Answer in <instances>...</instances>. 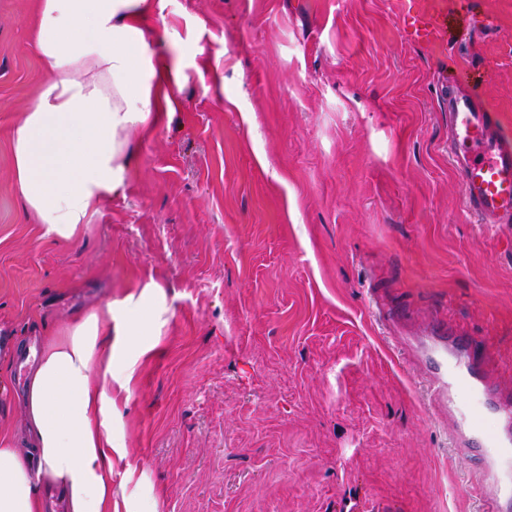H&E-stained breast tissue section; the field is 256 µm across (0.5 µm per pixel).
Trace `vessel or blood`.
I'll list each match as a JSON object with an SVG mask.
<instances>
[{"label":"vessel or blood","mask_w":512,"mask_h":512,"mask_svg":"<svg viewBox=\"0 0 512 512\" xmlns=\"http://www.w3.org/2000/svg\"><path fill=\"white\" fill-rule=\"evenodd\" d=\"M448 142L468 214L481 224H512V140L472 93L448 99ZM442 347L444 358H423L432 375L430 398L453 422L457 447L477 458L491 484L483 512H512V390L488 384L486 348L476 339Z\"/></svg>","instance_id":"1"}]
</instances>
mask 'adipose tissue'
I'll list each match as a JSON object with an SVG mask.
<instances>
[{
	"label": "adipose tissue",
	"mask_w": 512,
	"mask_h": 512,
	"mask_svg": "<svg viewBox=\"0 0 512 512\" xmlns=\"http://www.w3.org/2000/svg\"><path fill=\"white\" fill-rule=\"evenodd\" d=\"M157 0H37L34 48L51 79L11 143L12 175L43 236L70 243L101 200L119 192L134 131L175 112L179 67L158 61L145 21ZM164 292L139 293L79 315L45 337L25 385L22 429L0 424V512H119L114 460L127 387L158 335ZM33 450L24 458L21 447Z\"/></svg>",
	"instance_id": "adipose-tissue-1"
}]
</instances>
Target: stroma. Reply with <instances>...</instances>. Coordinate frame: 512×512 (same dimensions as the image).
Here are the masks:
<instances>
[{"label":"stroma","mask_w":512,"mask_h":512,"mask_svg":"<svg viewBox=\"0 0 512 512\" xmlns=\"http://www.w3.org/2000/svg\"><path fill=\"white\" fill-rule=\"evenodd\" d=\"M34 5L0 0V420L23 421L18 348L154 281L112 472L131 512H481L477 459L371 299L512 379V225L467 213L443 98L461 79L512 138V0H162L150 48L184 72L180 106L69 244L12 176L49 80ZM426 9L448 31L411 40Z\"/></svg>","instance_id":"35a3bbf8"}]
</instances>
